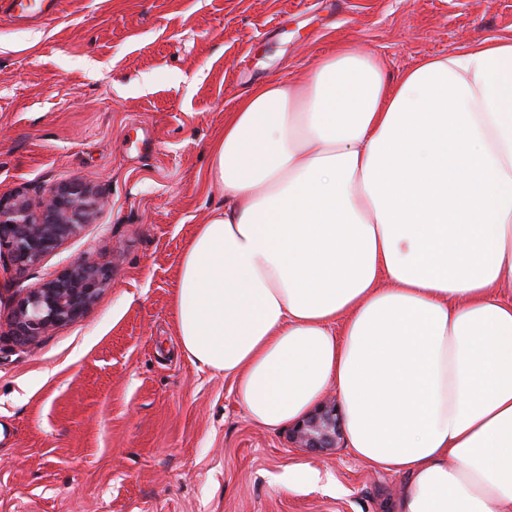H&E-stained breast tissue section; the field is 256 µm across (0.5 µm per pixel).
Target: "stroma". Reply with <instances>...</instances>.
Returning a JSON list of instances; mask_svg holds the SVG:
<instances>
[{
    "label": "stroma",
    "instance_id": "stroma-1",
    "mask_svg": "<svg viewBox=\"0 0 512 512\" xmlns=\"http://www.w3.org/2000/svg\"><path fill=\"white\" fill-rule=\"evenodd\" d=\"M512 36V0H60L0 14V194L79 180L104 202L39 263L0 260V512H396L402 479L251 422L233 380L180 350L182 255L223 203L212 143L251 86L352 42L395 79ZM78 259L108 273L77 321L25 346L17 302ZM306 471L309 481L289 485ZM57 5L58 3L55 0H4L0 8L12 15L18 13V18H25L30 14L50 17L56 13Z\"/></svg>",
    "mask_w": 512,
    "mask_h": 512
}]
</instances>
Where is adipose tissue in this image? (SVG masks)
<instances>
[{"mask_svg": "<svg viewBox=\"0 0 512 512\" xmlns=\"http://www.w3.org/2000/svg\"><path fill=\"white\" fill-rule=\"evenodd\" d=\"M184 252L182 350L276 428L334 388L397 512H512V36L397 81L337 43L248 89Z\"/></svg>", "mask_w": 512, "mask_h": 512, "instance_id": "1", "label": "adipose tissue"}]
</instances>
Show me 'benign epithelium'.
<instances>
[{
	"label": "benign epithelium",
	"mask_w": 512,
	"mask_h": 512,
	"mask_svg": "<svg viewBox=\"0 0 512 512\" xmlns=\"http://www.w3.org/2000/svg\"><path fill=\"white\" fill-rule=\"evenodd\" d=\"M97 195L80 181H68L48 190L40 207L26 192L0 195V252L18 267L38 263L79 229L93 221ZM107 280L99 267L76 260L56 277L28 290L15 310L11 337L25 344L55 327L83 317ZM342 418L334 401L320 404L289 429L295 447L325 452L336 447Z\"/></svg>",
	"instance_id": "obj_1"
}]
</instances>
